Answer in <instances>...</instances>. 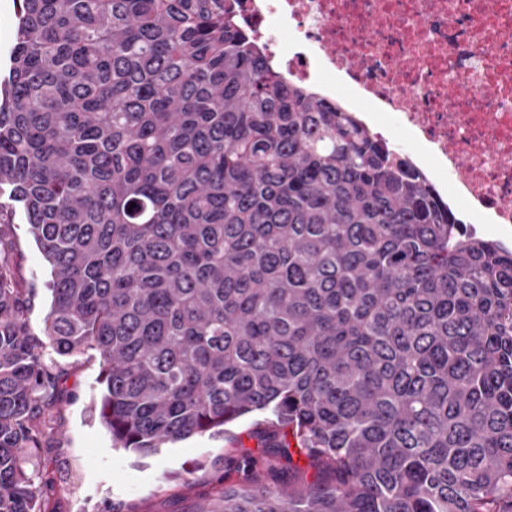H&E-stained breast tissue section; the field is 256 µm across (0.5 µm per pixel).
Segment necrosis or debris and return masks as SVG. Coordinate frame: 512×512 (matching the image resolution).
Returning <instances> with one entry per match:
<instances>
[{"label":"necrosis or debris","instance_id":"4bbe7bcc","mask_svg":"<svg viewBox=\"0 0 512 512\" xmlns=\"http://www.w3.org/2000/svg\"><path fill=\"white\" fill-rule=\"evenodd\" d=\"M240 21L288 81L344 91L440 197L512 229V0H244Z\"/></svg>","mask_w":512,"mask_h":512}]
</instances>
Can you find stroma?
<instances>
[{
  "instance_id": "1",
  "label": "stroma",
  "mask_w": 512,
  "mask_h": 512,
  "mask_svg": "<svg viewBox=\"0 0 512 512\" xmlns=\"http://www.w3.org/2000/svg\"><path fill=\"white\" fill-rule=\"evenodd\" d=\"M0 255L11 266L26 310L27 325L40 336L50 304L47 264L22 214H15L0 239ZM57 396L38 427L42 446L27 463L44 474L41 498L47 512H194L212 484L223 478L228 459L251 452L264 462L251 439L253 418L230 426L227 434L193 436L142 456L115 448L94 411L102 386L95 352L52 356Z\"/></svg>"
}]
</instances>
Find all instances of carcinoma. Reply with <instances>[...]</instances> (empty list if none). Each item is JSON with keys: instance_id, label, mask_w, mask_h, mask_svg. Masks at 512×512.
I'll use <instances>...</instances> for the list:
<instances>
[{"instance_id": "1", "label": "carcinoma", "mask_w": 512, "mask_h": 512, "mask_svg": "<svg viewBox=\"0 0 512 512\" xmlns=\"http://www.w3.org/2000/svg\"><path fill=\"white\" fill-rule=\"evenodd\" d=\"M242 2L16 0L0 220L50 266L42 335L98 355L117 448L263 417L270 480L245 454L198 512H512V250L274 72ZM55 388L0 262V512H46Z\"/></svg>"}]
</instances>
